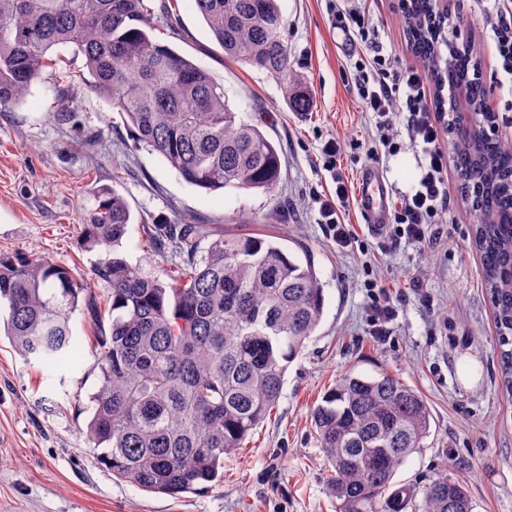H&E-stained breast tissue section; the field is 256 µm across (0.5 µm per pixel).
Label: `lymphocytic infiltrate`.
<instances>
[{
    "label": "lymphocytic infiltrate",
    "mask_w": 512,
    "mask_h": 512,
    "mask_svg": "<svg viewBox=\"0 0 512 512\" xmlns=\"http://www.w3.org/2000/svg\"><path fill=\"white\" fill-rule=\"evenodd\" d=\"M492 39L500 70L512 79V0H503L491 24ZM371 57L355 63L352 81L366 111L375 114L380 127H388L394 116H402L410 140L423 156V173L412 194L403 198L391 215L390 224L376 233L375 246L387 252L409 243L418 246L434 244L439 236V221L453 208L448 192V159L441 144L448 131V115L431 108V85L428 75L411 65L397 66L392 59L370 47ZM354 197L353 188L344 179H337L335 195L320 206L321 222L337 248L352 246L356 236L343 214ZM370 304L369 334L379 343L392 336L390 328L398 307L392 296L369 278L364 282Z\"/></svg>",
    "instance_id": "1"
}]
</instances>
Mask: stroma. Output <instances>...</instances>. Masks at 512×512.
<instances>
[{
  "instance_id": "1",
  "label": "stroma",
  "mask_w": 512,
  "mask_h": 512,
  "mask_svg": "<svg viewBox=\"0 0 512 512\" xmlns=\"http://www.w3.org/2000/svg\"><path fill=\"white\" fill-rule=\"evenodd\" d=\"M158 24L154 37L207 70L239 118L280 146L282 176L274 194L259 190H205L185 183L167 162L139 144L118 112L82 85L45 69L24 102L0 111V257L34 254L91 276L108 250L87 248L84 216L94 191L113 187L127 200L133 222L117 252L159 273L171 251L141 244L145 224H210L227 234L248 225L273 236L292 255H310L324 288L321 323L289 364L277 408L244 448L224 459L219 486L179 497L147 493L113 478L87 436L94 369L95 326L86 311L70 320L80 347L75 364H27L0 326V512H340L330 467L311 426V410L338 377L386 371L416 390L431 412L419 452L394 480L416 488L445 473L463 480L473 512H512V396L502 386L494 314L472 244L477 222L448 168L453 210L440 244H401L385 256L367 251L373 240L357 206L345 220L359 247L340 250L320 222V202L335 189L323 167L327 140L360 139L341 156L357 179L369 165L367 149L386 135L397 155L378 161L401 201L417 187L421 160L401 123L378 130L343 81L367 46L337 47L338 10L357 6L371 19L383 55L420 65L406 46L404 21L389 0H279L293 70L311 93L309 112H292L282 84L265 71L225 58L198 13L195 0H145ZM462 15L467 39L481 48L479 74L495 112L512 103L500 83L489 27L493 0H440ZM67 100L66 120L53 116ZM400 296L389 343L368 334L367 272ZM421 281L425 300L409 288Z\"/></svg>"
}]
</instances>
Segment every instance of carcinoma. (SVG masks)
<instances>
[{"label":"carcinoma","mask_w":512,"mask_h":512,"mask_svg":"<svg viewBox=\"0 0 512 512\" xmlns=\"http://www.w3.org/2000/svg\"><path fill=\"white\" fill-rule=\"evenodd\" d=\"M224 55L275 76L297 112L309 107L305 81L290 64L279 0H195ZM144 0H0V108L25 99L50 51L82 55L81 81L110 100L138 142L188 184L208 192L271 193L281 178L277 146L237 119L209 72L157 41ZM433 59V83L484 95L479 51L434 57L438 31L411 33ZM467 199L491 224H476L485 287L496 312L502 375L512 378V144L453 141ZM130 207L104 190L87 215L85 244L114 247ZM145 246L174 244L178 260L152 275L114 257L89 279L43 257L0 258V303L7 335L26 361L74 358L72 314L84 307L98 325L100 385L91 396L89 440L103 447L112 476L145 492L178 496L223 481L237 452L270 415L284 374L323 316L324 291L310 257L277 241L224 235L205 224L143 225ZM210 239L206 248L201 241ZM96 281L107 287L103 325ZM317 441L331 463L341 512H404L414 492L395 487L397 469L430 433L426 401L399 379L351 374L336 380L312 411ZM423 512H472L466 484L441 474L420 489Z\"/></svg>","instance_id":"1"}]
</instances>
